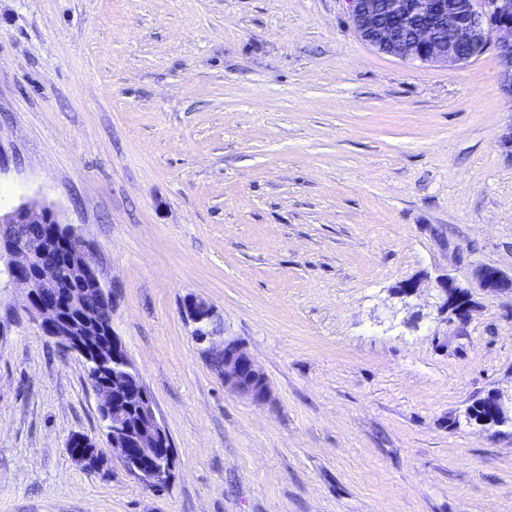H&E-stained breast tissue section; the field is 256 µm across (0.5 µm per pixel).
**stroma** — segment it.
Instances as JSON below:
<instances>
[{"label": "stroma", "mask_w": 512, "mask_h": 512, "mask_svg": "<svg viewBox=\"0 0 512 512\" xmlns=\"http://www.w3.org/2000/svg\"><path fill=\"white\" fill-rule=\"evenodd\" d=\"M501 69L379 53L344 0H0V209L94 244L177 459L160 492L71 460L104 438L83 362L0 275V512H512V424L465 419L512 407V295L475 277H512ZM191 295L269 403L211 371ZM476 276L481 288L487 293L498 294L512 292V278L505 277L499 270L491 266L481 265L476 269ZM438 286L444 297V307L447 310L451 308L456 314L462 316L466 309V303H463L466 300V292L462 289L464 287L455 284L448 278L440 280Z\"/></svg>", "instance_id": "1"}]
</instances>
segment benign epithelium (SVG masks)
<instances>
[{"label":"benign epithelium","mask_w":512,"mask_h":512,"mask_svg":"<svg viewBox=\"0 0 512 512\" xmlns=\"http://www.w3.org/2000/svg\"><path fill=\"white\" fill-rule=\"evenodd\" d=\"M357 36L380 53L404 62L464 65L494 48L503 63L502 91L512 97V0H345ZM0 271L27 290L25 312L42 333L91 365L92 386L106 446L84 434L68 441L69 455L84 469H101L108 458L150 490L168 485L176 467L171 440L158 418L140 372L112 328V290L101 281L94 246L44 204L24 203L0 213ZM481 288L490 294L512 292V278L481 265ZM444 307L466 309L462 286L438 282ZM185 318L208 366L224 387L261 404L270 397L266 375L240 342L224 336L218 315L204 300L183 302ZM500 426L512 422L500 398L491 395Z\"/></svg>","instance_id":"7a95c632"}]
</instances>
